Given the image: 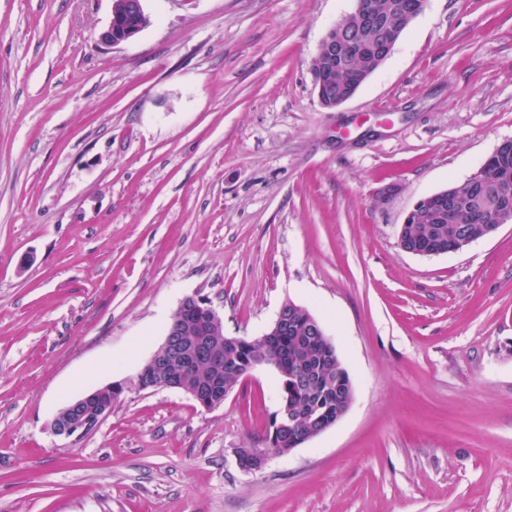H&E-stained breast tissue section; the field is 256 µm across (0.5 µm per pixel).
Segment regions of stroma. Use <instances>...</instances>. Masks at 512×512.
Segmentation results:
<instances>
[{"mask_svg": "<svg viewBox=\"0 0 512 512\" xmlns=\"http://www.w3.org/2000/svg\"><path fill=\"white\" fill-rule=\"evenodd\" d=\"M353 7L144 0L109 47L112 0H0V512H512V224L436 257L397 241L512 139V0H428L329 110L312 63ZM190 295L250 339L307 308L351 408L240 470L272 368L208 411L138 387ZM113 382L94 431L52 432ZM143 0H113L107 27L99 34L100 44L115 46L136 37L150 23Z\"/></svg>", "mask_w": 512, "mask_h": 512, "instance_id": "stroma-1", "label": "stroma"}]
</instances>
